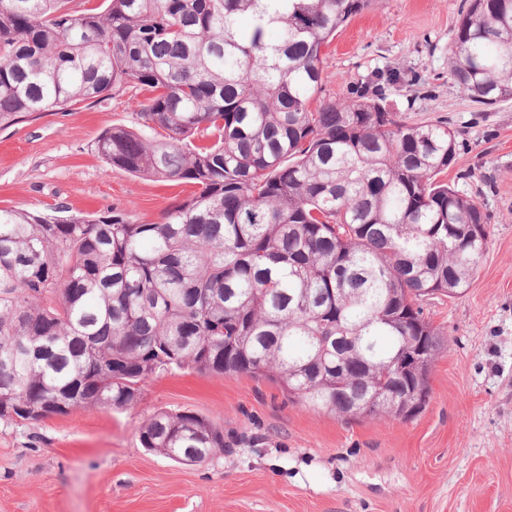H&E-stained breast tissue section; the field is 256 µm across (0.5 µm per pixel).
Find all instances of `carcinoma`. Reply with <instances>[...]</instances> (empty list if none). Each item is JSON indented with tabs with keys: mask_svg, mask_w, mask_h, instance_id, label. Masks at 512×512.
<instances>
[{
	"mask_svg": "<svg viewBox=\"0 0 512 512\" xmlns=\"http://www.w3.org/2000/svg\"><path fill=\"white\" fill-rule=\"evenodd\" d=\"M69 3L0 0V127L145 91L141 127L105 129L98 155L197 191L151 224L0 209V420L132 406L173 367L267 378L337 417L420 414L442 331L419 300L467 288L490 230L439 180L448 125L379 88L320 99L324 49L370 0ZM465 5L450 75L511 100L512 0ZM140 441L184 465L225 446L190 411L154 413Z\"/></svg>",
	"mask_w": 512,
	"mask_h": 512,
	"instance_id": "obj_1",
	"label": "carcinoma"
}]
</instances>
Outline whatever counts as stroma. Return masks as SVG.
<instances>
[{
  "mask_svg": "<svg viewBox=\"0 0 512 512\" xmlns=\"http://www.w3.org/2000/svg\"><path fill=\"white\" fill-rule=\"evenodd\" d=\"M464 7L372 0L322 63L325 100L370 83L409 121L447 122L459 150L444 178L490 218L470 287L420 300L445 336L424 410L340 418L265 378L174 368L129 407L1 420L0 512H512V101L486 108L452 83ZM139 123L126 90L0 128V208L159 221L194 185L134 177L95 149L104 129ZM160 410L223 427L225 451L182 465L146 450L139 429Z\"/></svg>",
  "mask_w": 512,
  "mask_h": 512,
  "instance_id": "35a3bbf8",
  "label": "stroma"
}]
</instances>
